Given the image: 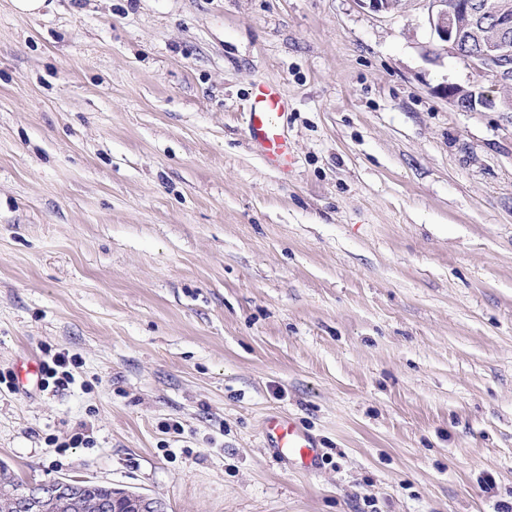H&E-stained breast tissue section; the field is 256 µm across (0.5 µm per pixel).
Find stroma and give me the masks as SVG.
Listing matches in <instances>:
<instances>
[{
    "mask_svg": "<svg viewBox=\"0 0 512 512\" xmlns=\"http://www.w3.org/2000/svg\"><path fill=\"white\" fill-rule=\"evenodd\" d=\"M427 11L0 0V463L166 512H512V112L442 94L480 78ZM248 102V135L252 145L269 165L288 171L294 161L284 125L288 100L277 84L258 81L253 84ZM51 361L53 366H50V364L48 363L44 364V372L46 378L42 379V386L48 387V379H54L53 383L56 388H65V386H67L71 380L70 372L65 370L68 364L70 363L71 359H69L68 354L58 352L52 356ZM262 432L274 457L299 471L312 474L322 456L317 440L291 417L268 415L262 423ZM76 482V489L78 493L82 496V498H90V499H97V500H103L106 503L110 504L112 500H114V503L120 501L122 498L128 497L130 499H136V501H131L130 499H122L118 504L117 507H119V511L124 512H139L141 511V507L144 508L146 511H152V512H164L163 504L160 500L153 498L151 496L147 495H135L131 492H126L123 490V493L115 494L112 491V486L101 484V483H85L83 480ZM112 495L113 499H112ZM141 505V507H140Z\"/></svg>",
    "mask_w": 512,
    "mask_h": 512,
    "instance_id": "obj_1",
    "label": "stroma"
}]
</instances>
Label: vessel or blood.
<instances>
[{
	"label": "vessel or blood",
	"instance_id": "1",
	"mask_svg": "<svg viewBox=\"0 0 512 512\" xmlns=\"http://www.w3.org/2000/svg\"><path fill=\"white\" fill-rule=\"evenodd\" d=\"M248 102V135L252 145L269 165L288 171L294 158L284 125L287 99L277 84L258 81ZM262 432L277 460L306 474L317 469L322 450L317 440L293 418L268 415L262 423Z\"/></svg>",
	"mask_w": 512,
	"mask_h": 512
}]
</instances>
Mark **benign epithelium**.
<instances>
[{
	"mask_svg": "<svg viewBox=\"0 0 512 512\" xmlns=\"http://www.w3.org/2000/svg\"><path fill=\"white\" fill-rule=\"evenodd\" d=\"M359 4L378 14L401 11L405 0H358ZM428 23L436 34L439 50L461 56V45L473 41L478 49L464 57L468 66L484 75L493 74V87L512 89V0H429ZM445 97L460 110L466 106H482L493 96L477 84H450L443 89ZM75 483L69 479H53L35 484L0 488V501L12 512H68L82 508L95 512L99 504L79 502L72 495ZM135 499L147 512H164L160 500L147 495L123 492L113 496L118 502Z\"/></svg>",
	"mask_w": 512,
	"mask_h": 512,
	"instance_id": "7a95c632",
	"label": "benign epithelium"
}]
</instances>
